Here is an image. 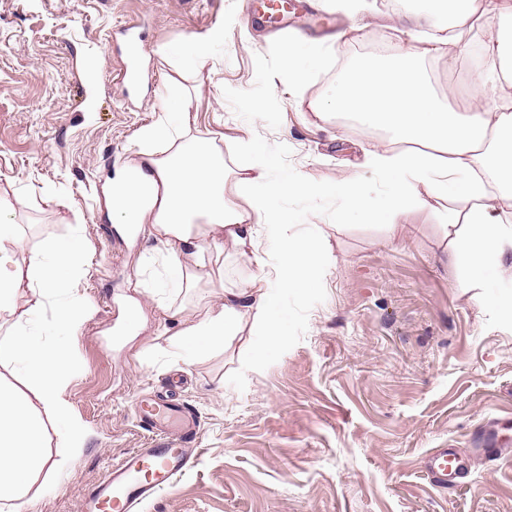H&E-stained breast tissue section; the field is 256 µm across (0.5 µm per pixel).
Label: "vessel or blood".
<instances>
[{
	"label": "vessel or blood",
	"mask_w": 512,
	"mask_h": 512,
	"mask_svg": "<svg viewBox=\"0 0 512 512\" xmlns=\"http://www.w3.org/2000/svg\"><path fill=\"white\" fill-rule=\"evenodd\" d=\"M260 7L266 22L277 30L297 9L295 0H260ZM123 33L127 47L124 76L133 80L139 75L142 39L132 26L125 27ZM138 416L151 434L152 447L125 453L83 495L80 512H137L145 500L172 488L191 464L190 445L197 438L198 425L182 405L145 398L138 404ZM426 471L432 484L446 488L461 478L463 467L451 449L440 448L428 455Z\"/></svg>",
	"instance_id": "b4317fda"
}]
</instances>
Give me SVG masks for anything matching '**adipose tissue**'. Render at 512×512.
Masks as SVG:
<instances>
[{
  "label": "adipose tissue",
  "instance_id": "obj_1",
  "mask_svg": "<svg viewBox=\"0 0 512 512\" xmlns=\"http://www.w3.org/2000/svg\"><path fill=\"white\" fill-rule=\"evenodd\" d=\"M411 25H434L422 45L398 58L364 60L331 99L317 104L318 115L355 114L370 128L385 129L393 148L375 147L366 165L386 184L383 218L397 238V218L420 207L424 196H454L463 206L465 234L454 241L461 286L481 285L497 316L512 324V293L500 289L512 281V224L504 223L494 195L512 198V105L488 112L480 102L483 84L472 88L470 111L461 113L436 101L421 67L461 44L470 29L498 19L495 36L481 45L491 68H512V0H421ZM351 39L340 35L331 45L311 43L290 48L289 76L307 81L344 52ZM164 115L142 128L138 160L109 181L113 223L146 224L169 248L170 284L193 285L192 269L206 266L210 246L245 258L253 275L225 289L224 301L184 318L167 338L178 356L197 359L229 347L244 336L261 337L254 353L264 356L284 334L276 309L281 291L307 292L318 285L323 261L320 245L289 236L296 218L281 201L299 193L336 196L346 206L374 216L372 202L353 180L331 184L279 169L275 155L246 142L236 173L208 139L193 136L192 101L182 87L167 86ZM168 144L157 156L158 144ZM11 204L0 197V315L14 313L20 286L30 304L22 318L0 337V500L24 501L35 484H55L80 456L86 427L71 414L65 398L73 366L65 337L94 313L86 302L61 306L53 322L40 326L42 298L75 291L81 252L75 240H46L40 260L26 271L14 268L22 247ZM278 245L276 263L259 249L261 240ZM22 375H13L14 365Z\"/></svg>",
  "mask_w": 512,
  "mask_h": 512
}]
</instances>
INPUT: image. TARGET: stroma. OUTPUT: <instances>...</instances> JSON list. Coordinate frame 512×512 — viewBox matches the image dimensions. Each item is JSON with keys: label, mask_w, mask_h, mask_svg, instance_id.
<instances>
[{"label": "stroma", "mask_w": 512, "mask_h": 512, "mask_svg": "<svg viewBox=\"0 0 512 512\" xmlns=\"http://www.w3.org/2000/svg\"><path fill=\"white\" fill-rule=\"evenodd\" d=\"M419 7L360 0L350 13L316 0L322 27L361 31L295 87L284 49L296 38L268 35L255 0H0V195L23 239L16 260L27 268L45 239L80 237L76 295L94 307L68 346L75 369L66 398L85 423V448L57 485L0 512H79L113 461L148 446L137 403L162 392L173 372L185 381L177 399L200 421L198 453L141 512H512V326L484 289L458 283L444 230L455 199L426 198L401 217L392 244L384 224L346 214L342 200L289 196V211L314 216L292 234L318 237L326 261L313 291L281 294L285 334L262 359L238 341L186 363L165 336L198 304L223 303L225 284L250 276L246 260L225 259L223 280L153 293L151 281L169 275L165 245L107 218V181L134 159L138 131L157 120L159 93L174 80L229 167L249 140L288 172L355 177L380 204L385 186L364 156L389 145L387 134L350 117L319 118L312 106L360 61L416 44L405 19ZM128 23L140 24L143 41L132 88L119 75ZM219 23L223 44L195 71L178 72L164 47ZM495 32L473 31L449 58L425 60L438 95L481 79L486 111L512 100V84L469 63ZM131 301L140 322L123 340L115 327ZM489 435L505 449L493 460L474 453ZM436 448L454 449L465 467L451 488L424 474Z\"/></svg>", "instance_id": "stroma-1"}]
</instances>
